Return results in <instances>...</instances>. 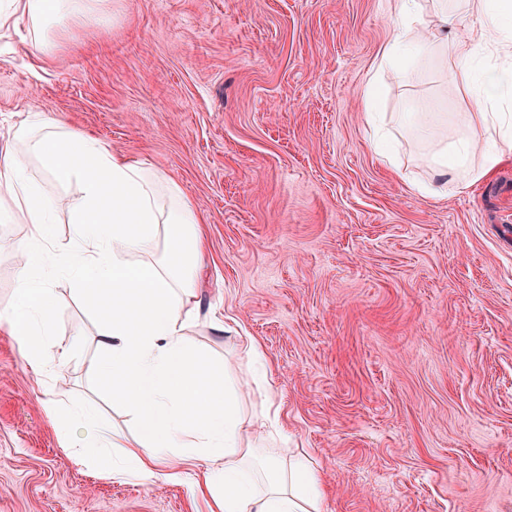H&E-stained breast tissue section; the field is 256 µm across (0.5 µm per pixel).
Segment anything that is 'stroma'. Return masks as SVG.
<instances>
[{"label": "stroma", "mask_w": 512, "mask_h": 512, "mask_svg": "<svg viewBox=\"0 0 512 512\" xmlns=\"http://www.w3.org/2000/svg\"><path fill=\"white\" fill-rule=\"evenodd\" d=\"M51 52L0 31V133L43 112L171 175L207 220L193 343L262 408L239 342L272 373L287 437L318 462L324 512H512V158L474 189L430 171L398 123L456 126L469 97L441 50L379 61L392 0H108ZM376 93L395 150L374 146ZM63 372L34 377L0 333V512H204L189 487L76 464L45 411L64 395L132 432L91 379L98 319L53 281ZM237 334L211 329V317Z\"/></svg>", "instance_id": "obj_1"}]
</instances>
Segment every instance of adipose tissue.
Segmentation results:
<instances>
[{
  "mask_svg": "<svg viewBox=\"0 0 512 512\" xmlns=\"http://www.w3.org/2000/svg\"><path fill=\"white\" fill-rule=\"evenodd\" d=\"M477 22L453 40V76L472 99L461 126L446 139L431 132L432 105L416 120L435 167L433 181L418 192L442 198L471 188L512 155V0H467ZM418 0H396V24L383 59L408 48L429 50L454 26V12L441 9L431 30L418 25ZM109 24L105 0H6L0 31L25 27L41 47L74 22ZM481 164H474V154ZM80 195L47 194L37 173ZM71 214L69 242L57 246L58 210ZM203 216L167 173L123 157L106 142L42 112L29 113L8 136H0V223L27 229L0 241L14 257L17 275L0 331L16 340L34 375L64 370L66 348L51 337L56 324L52 275L67 278L101 325L95 377L114 404L131 415L127 435L92 409L46 410L61 433L80 426L71 455L84 462L86 449H123L108 475L153 482L157 477L189 484L211 512H323L318 466L306 457L281 458L269 448L277 420L276 392L263 380L267 407L261 417L245 413L228 366L197 350L190 333L201 312L197 289L205 249Z\"/></svg>",
  "mask_w": 512,
  "mask_h": 512,
  "instance_id": "1",
  "label": "adipose tissue"
}]
</instances>
